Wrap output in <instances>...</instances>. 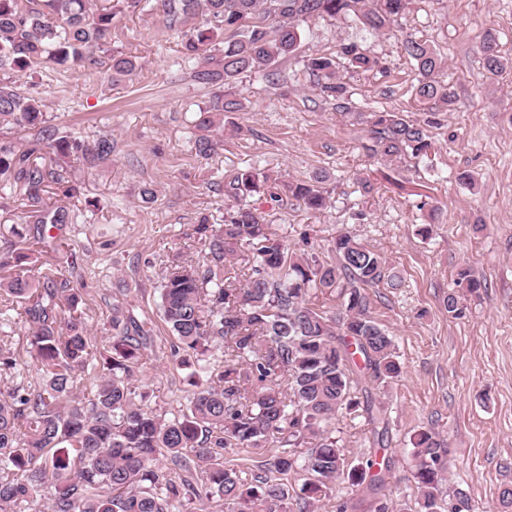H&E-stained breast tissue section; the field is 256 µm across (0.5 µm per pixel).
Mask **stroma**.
Instances as JSON below:
<instances>
[{"label": "stroma", "mask_w": 512, "mask_h": 512, "mask_svg": "<svg viewBox=\"0 0 512 512\" xmlns=\"http://www.w3.org/2000/svg\"><path fill=\"white\" fill-rule=\"evenodd\" d=\"M428 41L446 62L442 78L454 96L440 112L415 96L417 71L403 42ZM494 39L506 69H484L483 46ZM357 42L378 57V69L339 68L349 105L400 112L426 123L428 157L391 165L371 155L364 125L337 112L303 72L313 53ZM181 37L166 30L158 7L117 14L99 74L73 67L18 77L24 94L40 98L49 124L91 142L110 136L111 161L70 158L61 168L76 189L67 199L74 224L46 227L43 261L83 283V321L92 352L112 342V305L152 324L132 386L149 407L179 414L195 386L191 366L171 355L176 339L160 313V283L173 258L198 261L201 221L220 224L231 205L224 182L256 167L276 180L326 173L331 203L305 209L293 197L250 199L290 252L311 246L332 265L337 234L351 231L384 258L392 283L365 287L369 316L395 339L403 374L388 386L359 379L355 393L383 403L392 463L387 490L410 503L414 431L436 432L448 446L449 479L474 512H503L499 494L512 487V0H412L390 29L372 34L342 21L310 23L296 57L281 63L274 87L245 83V108L226 114L224 145L208 158L193 147L192 121L211 90L178 64ZM138 57L135 75L113 80L110 53ZM468 173L469 181L458 178ZM154 196L144 200L143 189ZM433 227L430 238L415 234ZM466 269L482 286L471 294L454 281ZM457 293L465 315H448ZM29 326L15 316L0 327L22 377L0 376V390L35 386ZM332 429L351 461L369 457L377 437L363 412L337 415Z\"/></svg>", "instance_id": "1"}]
</instances>
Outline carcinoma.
Segmentation results:
<instances>
[{"label": "carcinoma", "instance_id": "carcinoma-1", "mask_svg": "<svg viewBox=\"0 0 512 512\" xmlns=\"http://www.w3.org/2000/svg\"><path fill=\"white\" fill-rule=\"evenodd\" d=\"M166 27L182 35L181 61L200 85L214 88L195 116L197 156L209 157L224 142V114L243 110V81H275V67L296 52L303 25L313 19L344 20L378 33L393 26L409 0H158ZM112 0H0V122L33 131L34 146L0 142V193H23L35 224L73 220L49 196L69 198L74 188L52 164L79 155L89 163L112 160V138L92 143L59 135L44 118V104L19 91L13 77L38 67H82L97 72L99 53L112 41ZM405 51L418 71L416 97L451 110L454 99L440 80L445 61L434 46L408 38ZM371 71L378 60L355 43L337 56L303 60L309 82L336 109L347 111L346 87L336 77V57ZM112 77L133 74L135 57L111 56ZM506 63L491 43L485 69L497 75ZM368 126L367 150L389 162L423 158L433 148L426 127L399 112H359ZM269 176L258 168L224 183L236 201L224 224H199L201 264L176 257L161 284V316L181 345L195 355L197 390L177 416L145 409L134 401L131 381L150 331L112 305V344L89 351L80 305L84 287L61 279L55 269L33 270L31 254L44 243L41 229L26 250L0 260V288L23 305L40 382L17 385L0 399V512L40 496L52 484L51 512H172L174 504L222 503L230 512H309L342 480L366 488L373 512H406L384 494L382 472L390 458L346 461L331 423L339 413L363 411L384 436L388 419L371 401L351 391L355 371L387 386L402 372L392 336L367 315L363 287L386 277L382 256L346 231L331 250L336 265L302 253L289 254L247 198L261 193ZM323 173L308 181L283 182L285 194L305 208L330 204ZM240 259L245 283L226 267ZM224 268V277L216 269ZM338 288L339 315L309 303L311 291ZM224 342V366L208 360V344ZM91 368L100 383L84 402L74 397L80 372ZM287 378L288 391L280 387ZM414 512H451L461 491L443 494L448 448L427 429L410 438ZM228 448L256 449L261 458L248 476L224 464ZM165 457V468L156 466ZM307 475L296 496L285 480Z\"/></svg>", "mask_w": 512, "mask_h": 512}]
</instances>
